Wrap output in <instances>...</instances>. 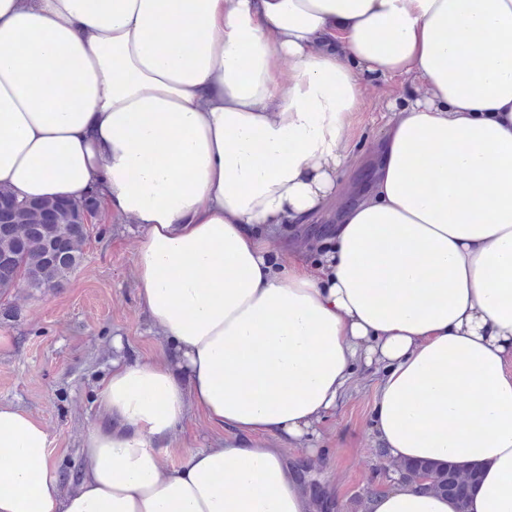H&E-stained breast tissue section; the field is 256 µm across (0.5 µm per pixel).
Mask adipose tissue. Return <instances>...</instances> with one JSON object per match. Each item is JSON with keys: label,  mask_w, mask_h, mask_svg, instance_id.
<instances>
[{"label": "adipose tissue", "mask_w": 512, "mask_h": 512, "mask_svg": "<svg viewBox=\"0 0 512 512\" xmlns=\"http://www.w3.org/2000/svg\"><path fill=\"white\" fill-rule=\"evenodd\" d=\"M364 71L417 92L338 207ZM0 186L136 224L191 376L113 360L66 490L0 403V512H313L281 449L170 436L199 409L303 445L360 367L388 455L481 475L466 506L399 482L370 512H512V0H0ZM325 210L316 257H272Z\"/></svg>", "instance_id": "adipose-tissue-1"}]
</instances>
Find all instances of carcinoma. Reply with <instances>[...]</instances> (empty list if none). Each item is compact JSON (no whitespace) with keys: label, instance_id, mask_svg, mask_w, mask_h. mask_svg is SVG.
<instances>
[{"label":"carcinoma","instance_id":"cac0c4a2","mask_svg":"<svg viewBox=\"0 0 512 512\" xmlns=\"http://www.w3.org/2000/svg\"><path fill=\"white\" fill-rule=\"evenodd\" d=\"M99 196L92 194L80 202L60 199L18 200L0 188V296H6L28 276L34 288L64 286L84 255L91 232L85 227L88 215H103ZM315 466L297 467L302 486L317 512H336L338 504L312 476ZM408 483L429 481V487L457 499L466 506L478 480L474 470L439 471L424 461H392L379 468V483L387 486L392 476Z\"/></svg>","mask_w":512,"mask_h":512}]
</instances>
